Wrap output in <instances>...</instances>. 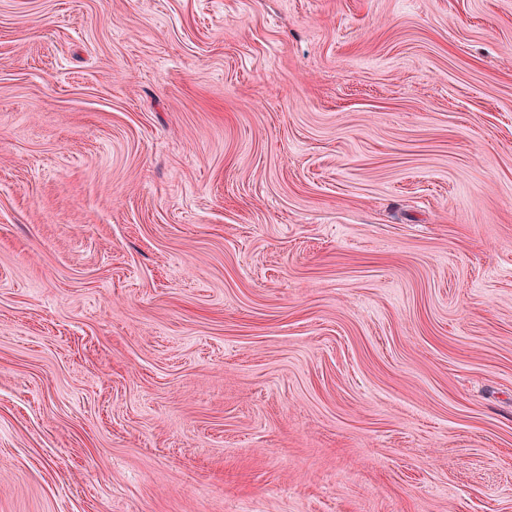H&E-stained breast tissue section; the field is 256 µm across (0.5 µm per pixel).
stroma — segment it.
Wrapping results in <instances>:
<instances>
[{
  "label": "stroma",
  "instance_id": "35a3bbf8",
  "mask_svg": "<svg viewBox=\"0 0 512 512\" xmlns=\"http://www.w3.org/2000/svg\"><path fill=\"white\" fill-rule=\"evenodd\" d=\"M0 512H512V0H0Z\"/></svg>",
  "mask_w": 512,
  "mask_h": 512
}]
</instances>
